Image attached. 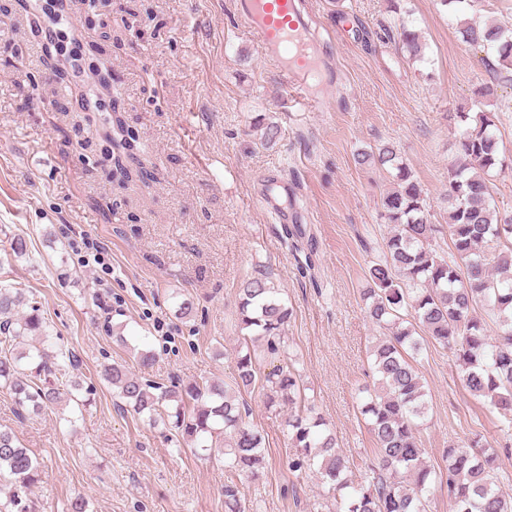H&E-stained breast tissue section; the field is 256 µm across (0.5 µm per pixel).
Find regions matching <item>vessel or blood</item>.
I'll return each mask as SVG.
<instances>
[{
  "label": "vessel or blood",
  "instance_id": "vessel-or-blood-1",
  "mask_svg": "<svg viewBox=\"0 0 512 512\" xmlns=\"http://www.w3.org/2000/svg\"><path fill=\"white\" fill-rule=\"evenodd\" d=\"M238 19L257 37L266 57L278 64L291 103L302 112L321 111L323 101L313 94L310 84L323 62L303 0H245ZM291 191L287 182L270 178L259 193L258 202L284 223L288 212L279 196Z\"/></svg>",
  "mask_w": 512,
  "mask_h": 512
}]
</instances>
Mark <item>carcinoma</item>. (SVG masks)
I'll return each mask as SVG.
<instances>
[{
  "label": "carcinoma",
  "mask_w": 512,
  "mask_h": 512,
  "mask_svg": "<svg viewBox=\"0 0 512 512\" xmlns=\"http://www.w3.org/2000/svg\"><path fill=\"white\" fill-rule=\"evenodd\" d=\"M463 40L493 52L497 65L512 70V29L508 22L464 24ZM397 37L410 56L421 55L419 33L401 23ZM477 111L455 115L456 159L448 169V233L452 252L435 249L441 228L428 219L427 198L410 167L389 142L357 153L355 162L387 171L394 187L382 198L391 224L383 258L366 272L365 312L386 330L373 345L376 375L361 413L368 417L375 441L372 477L355 482L349 460L336 449V437L323 419L302 406L299 377L277 367L265 376L266 404L291 405L286 426L296 454L289 468L318 467L322 479L338 494L345 512H426L436 471L423 461L415 433L427 413L426 391L414 355L425 335L448 349L463 372L469 394L512 423V222L496 210L488 176L504 166L496 115L483 109L494 95L477 92ZM487 306L497 336L476 308ZM24 297L16 288L0 286V388L10 395L20 420L48 407L78 401L72 382L80 364L73 353L44 347L47 338L39 309L22 312ZM237 315L251 345L270 355L280 353L285 326L292 316L270 275L257 270L240 288ZM104 379L120 399V407L139 416L168 421L191 447L215 451L214 438L224 436V512H245L242 474L257 478L264 463L263 437L246 422L247 404L224 382L207 380L188 386L144 383L124 364L104 367ZM256 353L238 352L234 383L249 390L256 383ZM445 485L451 512H512L494 454L466 446L446 448ZM41 462L21 447L13 432L0 429V512H36L31 499Z\"/></svg>",
  "instance_id": "cac0c4a2"
}]
</instances>
